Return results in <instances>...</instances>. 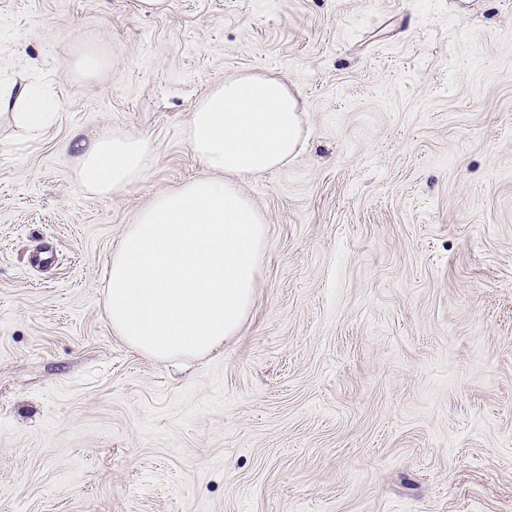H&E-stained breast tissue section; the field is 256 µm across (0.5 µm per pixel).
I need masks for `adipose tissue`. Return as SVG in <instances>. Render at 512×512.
Here are the masks:
<instances>
[{
    "label": "adipose tissue",
    "mask_w": 512,
    "mask_h": 512,
    "mask_svg": "<svg viewBox=\"0 0 512 512\" xmlns=\"http://www.w3.org/2000/svg\"><path fill=\"white\" fill-rule=\"evenodd\" d=\"M59 108L32 83L0 84V112L41 133ZM302 114L279 78L243 73L190 113L188 143L208 170L154 197L112 251L106 310L114 334L156 360L199 358L238 335L253 303L266 225L239 180L287 163ZM155 161L148 139L103 135L81 145L79 179L108 195L132 189Z\"/></svg>",
    "instance_id": "1"
}]
</instances>
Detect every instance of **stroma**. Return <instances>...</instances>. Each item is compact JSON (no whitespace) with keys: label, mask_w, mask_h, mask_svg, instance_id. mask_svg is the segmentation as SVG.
Returning <instances> with one entry per match:
<instances>
[{"label":"stroma","mask_w":512,"mask_h":512,"mask_svg":"<svg viewBox=\"0 0 512 512\" xmlns=\"http://www.w3.org/2000/svg\"><path fill=\"white\" fill-rule=\"evenodd\" d=\"M246 71L303 113L240 181L253 305L155 360L112 332L109 259L205 176L187 118ZM3 80L60 107L0 117V512H512V0H0ZM105 133L155 151L121 196L62 148ZM59 101L50 91L32 83L0 84V112L11 114L14 122L31 133H41Z\"/></svg>","instance_id":"obj_1"}]
</instances>
